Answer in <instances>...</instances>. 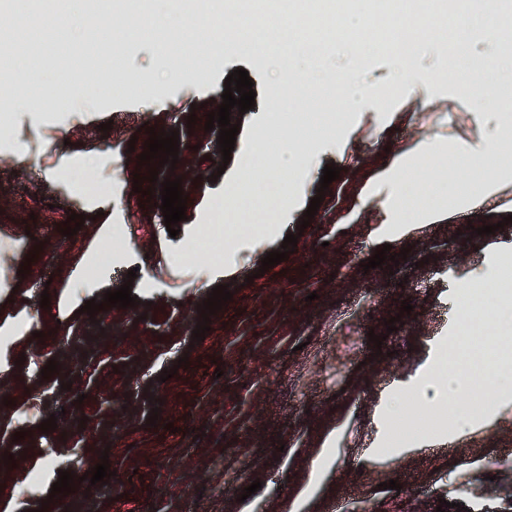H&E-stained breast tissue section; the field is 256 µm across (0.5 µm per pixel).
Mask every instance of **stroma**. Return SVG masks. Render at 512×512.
<instances>
[{
	"label": "stroma",
	"mask_w": 512,
	"mask_h": 512,
	"mask_svg": "<svg viewBox=\"0 0 512 512\" xmlns=\"http://www.w3.org/2000/svg\"><path fill=\"white\" fill-rule=\"evenodd\" d=\"M355 48L324 62L353 81L354 106L335 114L330 131L305 139L287 134L312 158L309 171L291 161L255 157L267 126L274 78L249 52H220L205 65L176 72L155 92L88 83L84 69L42 63L56 89L82 88L75 108L46 111L0 106V512H436L440 501L468 512H501L512 499V396L471 408L470 393L450 404L422 398L450 342L465 336L476 277L512 274V160L497 186L468 204L442 206L423 219L426 201L395 213L390 195L399 162L430 147L433 155L475 156L499 137L501 115L490 91L442 72L433 45L412 67L370 44L362 68ZM253 82L255 105L232 112L239 124L230 160L212 154L217 131L207 115L237 69ZM195 124H188V116ZM113 127L101 131L100 126ZM179 134L175 167H161L152 196L136 193L147 175L137 155L148 128ZM340 174L321 189L322 170ZM69 178H61V171ZM178 177L187 197L178 235L160 209L161 181ZM250 178L258 210L287 197L277 221L238 231L218 261L198 253L199 228L210 223L229 181ZM324 192L310 225L302 220ZM85 218L66 237L71 214ZM495 226L493 234L478 227ZM288 260L262 270L287 234ZM407 250L394 269H367L376 250ZM192 260H185L187 252ZM28 274H20L21 263ZM136 270V306L81 313ZM232 295L193 341L197 306L214 286ZM49 308H41L42 292ZM412 311L401 315L403 304ZM396 318L395 331L384 321ZM382 337L381 346L370 335ZM186 367H179V358ZM57 373L43 378L48 360ZM172 378H163L166 369ZM405 396L432 425L407 445L394 440L388 406ZM161 407H154V400ZM471 410L469 428L454 429L451 408ZM157 425H147L150 412ZM56 416L57 428L40 424ZM23 440H14L17 432ZM108 457L107 483L86 471ZM55 468L44 471L45 459ZM75 491L51 495L60 471ZM262 488L244 489L253 481ZM397 481L398 490L386 488Z\"/></svg>",
	"instance_id": "35a3bbf8"
}]
</instances>
